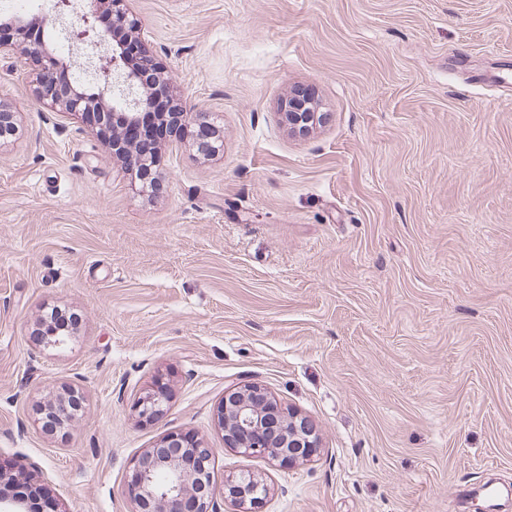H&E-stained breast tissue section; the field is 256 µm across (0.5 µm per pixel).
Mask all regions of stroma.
Instances as JSON below:
<instances>
[{"label":"stroma","instance_id":"1","mask_svg":"<svg viewBox=\"0 0 512 512\" xmlns=\"http://www.w3.org/2000/svg\"><path fill=\"white\" fill-rule=\"evenodd\" d=\"M218 152L164 140L136 191L92 127L43 112L22 49L0 57V463L61 512H134L132 460L172 431L262 512H474L512 488V0H131ZM310 89L328 119L280 115ZM61 307L66 343L36 336ZM164 415L136 421L155 378ZM255 383L311 417L313 460L225 448L215 410ZM83 403L54 432L52 388ZM281 115L289 129L300 135L309 134L328 117L327 112H309L302 102L291 99L282 106Z\"/></svg>","mask_w":512,"mask_h":512}]
</instances>
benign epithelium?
I'll return each instance as SVG.
<instances>
[{"mask_svg": "<svg viewBox=\"0 0 512 512\" xmlns=\"http://www.w3.org/2000/svg\"><path fill=\"white\" fill-rule=\"evenodd\" d=\"M109 2L112 15L141 39L140 22L129 9V0ZM99 3L51 0L46 15L0 18V26H10L16 35L10 43L0 42V54L24 45L26 54L37 63L35 93L43 111L93 123L103 143L119 152L128 167L148 169L155 159L139 147L120 141L113 125V117L118 114L135 124L142 104L118 88L116 79L121 76L128 88L143 89L147 87L146 77L140 68L129 66L124 48L111 42L110 32L99 20ZM55 28L71 48L81 50L86 68L93 71L91 83L80 85L61 74L71 62L52 45L49 32ZM281 115L289 129L300 135L309 134L327 118V113L309 112L302 102L291 99L282 106ZM170 120L177 131L186 125L211 132L215 141L224 138L223 130L214 126L205 112L191 115L178 104ZM16 131V113L0 104V136ZM168 402L166 387L158 384L139 395L133 411L139 423H152L162 416ZM80 404L77 391L60 387L37 408V420L52 431ZM216 416L224 446L242 455L266 457L284 467L309 461L320 451L316 423L308 416L284 411L260 385L247 383L225 390ZM216 453L217 449L197 436L179 431L164 435L156 446L143 450L131 463L127 484L135 512H223L222 504L226 502L237 507V512H260L269 494L267 484L250 474L230 473L222 486H216L211 472ZM12 481L14 487L26 486L27 496L0 487V512H60L46 488L29 487L31 478L25 471L12 473Z\"/></svg>", "mask_w": 512, "mask_h": 512, "instance_id": "benign-epithelium-1", "label": "benign epithelium"}]
</instances>
